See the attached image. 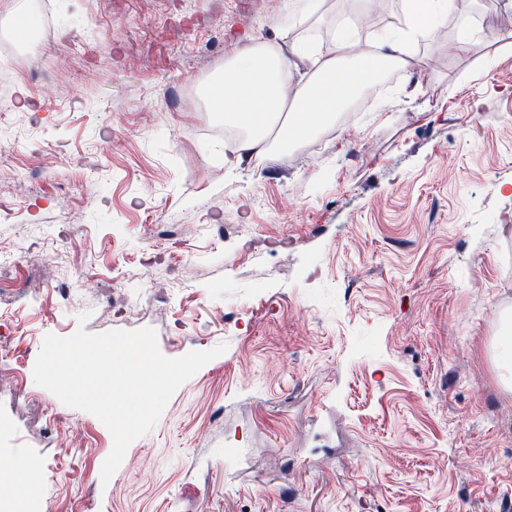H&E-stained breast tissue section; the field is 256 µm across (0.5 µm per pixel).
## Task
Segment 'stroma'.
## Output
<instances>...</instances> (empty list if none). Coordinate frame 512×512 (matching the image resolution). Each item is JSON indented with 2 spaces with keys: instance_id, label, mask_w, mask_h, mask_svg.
<instances>
[{
  "instance_id": "35a3bbf8",
  "label": "stroma",
  "mask_w": 512,
  "mask_h": 512,
  "mask_svg": "<svg viewBox=\"0 0 512 512\" xmlns=\"http://www.w3.org/2000/svg\"><path fill=\"white\" fill-rule=\"evenodd\" d=\"M49 2L37 66L0 78V468L56 512H512L507 0H462L474 37L441 25L369 118L251 158L204 89L251 37L311 71L317 0ZM81 326L227 346L106 483L109 431L33 377ZM501 329L495 337L492 354L503 389L512 393V312L500 314ZM9 486L15 500L21 505L24 501L26 492L33 480L34 472L28 464L18 462L8 469ZM10 489L6 486L0 488V505L4 500H13Z\"/></svg>"
}]
</instances>
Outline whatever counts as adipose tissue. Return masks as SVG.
Masks as SVG:
<instances>
[{
    "label": "adipose tissue",
    "instance_id": "ef3b65f1",
    "mask_svg": "<svg viewBox=\"0 0 512 512\" xmlns=\"http://www.w3.org/2000/svg\"><path fill=\"white\" fill-rule=\"evenodd\" d=\"M407 2L402 21L374 33L368 50L355 57H348L347 49L357 41L358 27L342 18L334 21L345 34L334 56L322 57L312 44L295 45V52L315 65L298 79L289 60L266 42L253 38L242 44L208 90L213 111L242 131L238 154H262L307 138L359 96L372 77L386 68H407L420 44H434L437 26L454 12L455 0Z\"/></svg>",
    "mask_w": 512,
    "mask_h": 512
}]
</instances>
